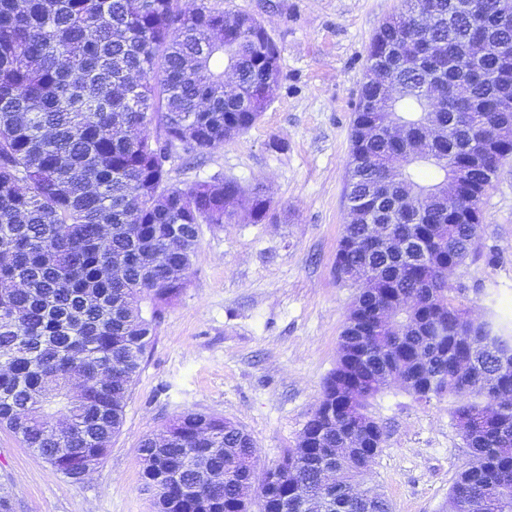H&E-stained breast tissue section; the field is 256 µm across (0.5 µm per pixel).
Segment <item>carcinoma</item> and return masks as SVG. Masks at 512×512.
<instances>
[{
	"label": "carcinoma",
	"mask_w": 512,
	"mask_h": 512,
	"mask_svg": "<svg viewBox=\"0 0 512 512\" xmlns=\"http://www.w3.org/2000/svg\"><path fill=\"white\" fill-rule=\"evenodd\" d=\"M177 2L0 0V425L69 479L107 456L200 225L260 223L271 208L258 186L167 183L175 148L193 158L246 134L267 107L251 89L270 99L280 82L260 20ZM403 7L367 50L336 253L338 280L363 285L317 408L260 477L244 429L181 413L139 448L156 512H250L257 479L258 512H391L357 479L385 441L368 406L394 384L456 399L471 462L448 512H512V319L471 322L448 284L512 157V20H499L512 0ZM475 40L489 48L471 60Z\"/></svg>",
	"instance_id": "1"
}]
</instances>
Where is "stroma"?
<instances>
[{
    "label": "stroma",
    "mask_w": 512,
    "mask_h": 512,
    "mask_svg": "<svg viewBox=\"0 0 512 512\" xmlns=\"http://www.w3.org/2000/svg\"><path fill=\"white\" fill-rule=\"evenodd\" d=\"M262 21L280 52L281 79L245 135L194 160L173 159L168 181L262 186L268 219L202 225L187 286L164 313L102 465L74 483L0 428V501L8 512H153L139 446L185 411L250 434L257 471L295 447L335 369L354 295L336 278L348 208L350 136L372 35L402 0H208ZM473 254L452 275L471 318L491 303L512 315V159L482 201ZM443 396L415 401L398 387L369 411L386 429L365 473L392 512H442L469 455Z\"/></svg>",
    "instance_id": "1"
}]
</instances>
